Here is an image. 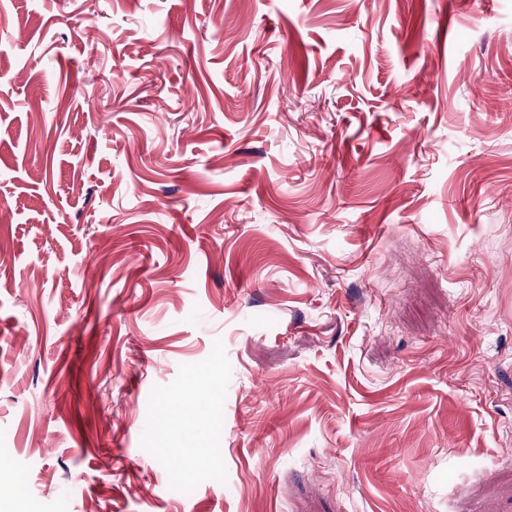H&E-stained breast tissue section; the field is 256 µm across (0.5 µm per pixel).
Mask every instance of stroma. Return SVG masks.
<instances>
[{
	"label": "stroma",
	"mask_w": 512,
	"mask_h": 512,
	"mask_svg": "<svg viewBox=\"0 0 512 512\" xmlns=\"http://www.w3.org/2000/svg\"><path fill=\"white\" fill-rule=\"evenodd\" d=\"M0 204V512H512V0H0Z\"/></svg>",
	"instance_id": "stroma-1"
}]
</instances>
